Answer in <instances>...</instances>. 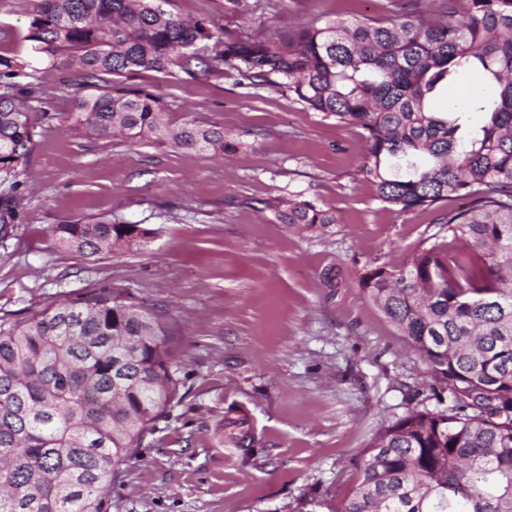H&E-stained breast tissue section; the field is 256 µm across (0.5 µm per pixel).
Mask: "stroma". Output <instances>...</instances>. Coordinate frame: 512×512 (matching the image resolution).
<instances>
[{
	"mask_svg": "<svg viewBox=\"0 0 512 512\" xmlns=\"http://www.w3.org/2000/svg\"><path fill=\"white\" fill-rule=\"evenodd\" d=\"M33 4L0 0V47L53 89L48 111L67 113L74 96L59 85L83 78L44 69L26 39ZM417 5L440 11L438 0H245L235 11L224 0H168L167 8L262 39L311 19L395 20ZM133 89L160 97L174 122L224 129L239 149L224 157L40 129L19 177L14 228L0 238V316L21 320L102 288L127 289L163 313L183 383L113 485L112 512H340L382 428L438 405L426 361L359 279L404 261L461 202L411 211L379 203L356 177L361 129L323 118L277 81L247 86L228 68L112 83L116 94ZM289 198L318 201L335 224L279 223L276 208ZM91 218L156 235L83 257L51 233ZM230 416L245 419L250 449L225 432Z\"/></svg>",
	"mask_w": 512,
	"mask_h": 512,
	"instance_id": "35a3bbf8",
	"label": "stroma"
}]
</instances>
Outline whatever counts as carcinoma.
I'll list each match as a JSON object with an SVG mask.
<instances>
[{
  "mask_svg": "<svg viewBox=\"0 0 512 512\" xmlns=\"http://www.w3.org/2000/svg\"><path fill=\"white\" fill-rule=\"evenodd\" d=\"M442 0L395 22L336 19L271 38L223 36L160 0H36L27 40L44 65L82 72L94 92L67 114L37 112L47 95L17 58L0 54V234L15 219L19 168L37 129L55 121L76 138L224 155L238 143L217 127L175 126L155 95L110 93L112 78L173 68L237 71L250 86L275 76L299 101L362 130L359 180L401 211L467 201L441 218L445 235L399 267L360 278L373 304L418 349L444 409L389 424L356 464L340 512H512V0ZM474 77L473 109L433 102ZM276 217L311 230L336 223L317 203L288 199ZM80 256L118 250L152 231L104 219L52 229ZM182 384L162 316L120 288L66 298L19 326L0 316V512H111L122 466L166 417Z\"/></svg>",
  "mask_w": 512,
  "mask_h": 512,
  "instance_id": "cac0c4a2",
  "label": "carcinoma"
}]
</instances>
